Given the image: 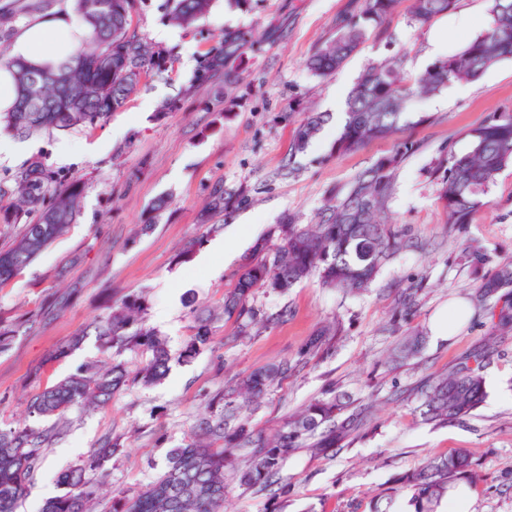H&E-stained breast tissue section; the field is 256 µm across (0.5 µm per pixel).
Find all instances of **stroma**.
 <instances>
[{
  "label": "stroma",
  "mask_w": 512,
  "mask_h": 512,
  "mask_svg": "<svg viewBox=\"0 0 512 512\" xmlns=\"http://www.w3.org/2000/svg\"><path fill=\"white\" fill-rule=\"evenodd\" d=\"M348 2L214 0L205 18L183 28L168 19L167 0H135L132 29L172 55L165 76L142 73L136 91L95 128L16 137L13 150L0 154L2 181L39 157L84 187L70 232L0 287V322H34L0 352V427L28 422V400L45 384L78 367L108 362L90 328L124 296L142 297L147 326L166 340L172 355L160 382L129 385L101 409L76 404L62 419H49L56 435L42 450V467L18 512H39L60 493L59 473L109 436L122 451L104 470L91 507L107 512L114 492L143 489L163 472L168 450L189 443L207 394L295 359L306 339L333 320L341 330L329 352L268 389L250 426L274 435L290 415L331 389L372 406L374 416L365 433L336 456L305 448L292 454L282 470L288 494L279 498L278 512H407L410 493L399 489V477L455 450L472 459L471 512H512V332L481 312L449 342L429 334L439 308L469 297L500 264L512 261V165L492 186L488 206L455 232L428 177L442 149H464L467 132L490 113H512V59L476 82L449 85L412 105L409 135L416 149L399 167L388 211L410 246L383 265L366 291L343 293L315 279L285 292L257 287L250 298L256 317H275V324L242 338L235 323L216 318L211 346L188 361L180 356L194 308L222 304L261 239H277L291 216L315 223L331 187H344L397 145L386 139L336 153L331 122L294 159L298 171L288 177L281 169L291 160L300 122L313 112L343 111L360 74L395 52L406 55L404 76L424 71L435 61L427 42L432 26L443 27L451 54L485 30L488 14L487 0H458L454 12L418 25L400 0L390 38L369 40L341 68L315 76L305 61L330 40ZM463 14L473 18L464 30L457 24ZM238 29L270 35L233 62L238 86L225 84L220 74L196 85L201 58L221 47L225 31ZM218 187L248 190L250 202L214 215L219 229L212 232L200 215ZM218 240L234 252L233 260L211 253ZM409 288L417 295L405 308L401 295ZM54 297L63 299L61 311L49 309ZM407 334L422 336L419 354L390 361L398 336ZM75 335L82 341L69 356L49 360L56 346ZM483 351L489 354L483 404L462 423L425 424L415 398L422 382Z\"/></svg>",
  "instance_id": "1"
}]
</instances>
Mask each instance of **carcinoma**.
Here are the masks:
<instances>
[{
  "label": "carcinoma",
  "instance_id": "cac0c4a2",
  "mask_svg": "<svg viewBox=\"0 0 512 512\" xmlns=\"http://www.w3.org/2000/svg\"><path fill=\"white\" fill-rule=\"evenodd\" d=\"M169 2L170 21L183 27L194 25L211 8V0ZM74 3L91 37L89 44L69 60L55 67H35L9 56L6 46L0 47V65L12 70L17 87L16 104L12 111L0 113V127L27 135L93 127L124 104L144 70L161 67L163 52L130 30L133 0ZM397 3L357 0L347 6L336 16L329 44L309 56L307 68L320 77L339 69L365 45L370 34L387 33ZM455 6L456 0H410L409 15L412 21L424 25ZM488 14L489 26L483 33L410 80L402 76L404 60L398 53L371 64L361 75L346 98L335 150L344 153L392 137L398 138L397 149L378 158L336 191L316 223L301 225L290 218L278 242L263 241L257 246L258 258L246 260L236 287L224 295L222 315L235 319L239 335H251L255 311L248 302L255 287L265 285L285 292L316 277L327 288L363 291L381 267L407 247L393 225L380 221V215L388 209L401 162L413 150V142L403 136L408 108L414 98L435 96L454 82H476L490 67L512 59V0H489ZM259 43L261 40L249 32L224 34V49L204 57L199 77L225 71L226 64L240 57L246 45ZM38 74L44 76L42 102L32 99L29 92L31 78ZM329 119L330 115L317 113L298 126L291 144L289 170H294L295 159L307 151ZM467 136L466 150L448 148L429 170L451 229L472 223L489 204L488 194L497 177L512 165V113H492ZM82 194L78 181L65 179L40 158L15 171L9 184H0V198L14 196L18 200L12 209L0 207V224H23L32 209L41 210L38 223L24 224L12 243L0 249V285L17 278L68 232ZM229 203L224 189L214 190L203 221L223 212ZM511 286L512 263L505 262L493 278L470 295V303L476 310L488 309L498 291ZM212 319L209 310L195 317L183 357L192 358L210 346ZM24 327L28 323L0 326V352L11 347ZM94 331L102 348L112 353V364L105 369H79L38 390L28 401L29 416L61 417L78 402L105 406L129 379L152 385L167 374V343L146 326L139 297L132 295L112 306ZM336 332V325H326L309 338L296 360H284L217 390L208 399L207 415L195 424L191 442L170 450L161 476L137 493H113L109 512H222L224 498L234 488L272 498L283 493L282 467L300 448L316 455L335 456L341 450L338 442L360 432L370 418L369 408L352 406L343 394L331 391L329 397L291 415L273 440L250 427L249 415L253 399L327 350ZM419 342L418 336L405 337L395 356H413ZM127 351L145 355L133 374L120 360ZM484 367V355L477 354L471 363L428 379L417 391L422 420L433 426H448L469 417L486 398ZM52 437V430L30 424L0 430V512H16L27 483L42 463V448ZM120 452L112 438H104L81 463L61 473L59 483L64 492L48 499L41 512H90L98 493L94 475ZM471 473L470 455L458 451L426 461L403 475L400 483L411 492V512H436L448 493V484L467 479Z\"/></svg>",
  "mask_w": 512,
  "mask_h": 512
}]
</instances>
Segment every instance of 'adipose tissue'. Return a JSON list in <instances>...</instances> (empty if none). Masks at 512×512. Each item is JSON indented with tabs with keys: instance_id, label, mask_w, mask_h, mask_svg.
Returning a JSON list of instances; mask_svg holds the SVG:
<instances>
[{
	"instance_id": "1",
	"label": "adipose tissue",
	"mask_w": 512,
	"mask_h": 512,
	"mask_svg": "<svg viewBox=\"0 0 512 512\" xmlns=\"http://www.w3.org/2000/svg\"><path fill=\"white\" fill-rule=\"evenodd\" d=\"M89 35L70 8H58L20 25L9 54L36 66H55L74 54Z\"/></svg>"
}]
</instances>
